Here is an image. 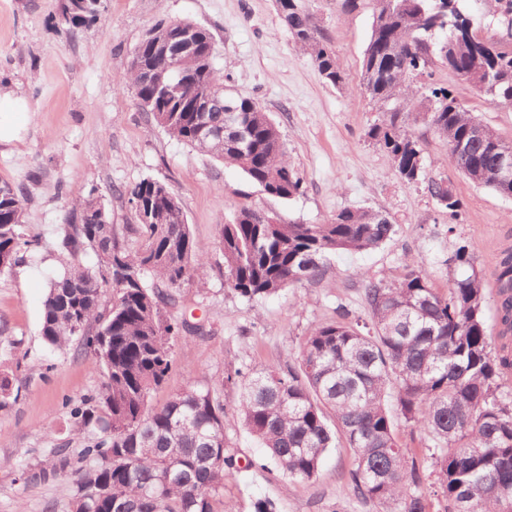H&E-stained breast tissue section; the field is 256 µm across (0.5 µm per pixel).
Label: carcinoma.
<instances>
[{
    "instance_id": "obj_1",
    "label": "carcinoma",
    "mask_w": 512,
    "mask_h": 512,
    "mask_svg": "<svg viewBox=\"0 0 512 512\" xmlns=\"http://www.w3.org/2000/svg\"><path fill=\"white\" fill-rule=\"evenodd\" d=\"M294 2L295 44L333 86L343 71L327 36L310 21L306 0ZM460 0H372L373 23L363 53L359 90L382 114L368 136L384 149L401 178L422 172L421 147L410 130L422 120L451 146L481 124L451 91L421 78L439 62L500 105L512 106V0H491L509 38L477 37ZM81 6L92 22V0H67L65 14ZM133 59L159 74L166 64L142 39ZM182 92L196 96L225 88L214 57L185 65ZM136 99L155 96L141 70L130 65ZM249 126L246 142L203 138L189 113L171 105L161 128L183 144L240 169L266 195L289 200L302 179L288 161L286 140L253 97L235 94ZM512 143L489 127L471 145L463 174L506 195L491 178L497 147ZM171 188L144 178L126 189L129 202L153 199L155 222L136 218L125 233L112 224L100 198L75 200L56 229L62 270L43 301L40 334L51 349H73L92 359L101 376L98 390L70 408L72 435L83 439L80 466L65 444L48 460L25 466L28 481L66 480L72 493L63 512H224L226 471L239 463L238 449L224 432V386L240 383L237 410L251 435L267 448L290 480L316 477L325 452L342 440L353 449V491L366 501L393 504L394 512H432L421 490L433 479L436 496L452 512H512V247L492 258L495 290L484 288L483 270L467 244L456 246L445 265L468 272L436 288L413 261L389 281H367L368 319L331 321L303 340L297 364H268L246 376L218 374L155 403L181 333L202 327L175 320L168 289L202 281L209 252L181 223L180 202L159 196ZM24 210L12 183L0 181V251L10 274L39 245L29 225L10 220ZM395 225L380 211L343 210L323 224H286L269 211L241 207L219 225L224 287L253 301L315 280L337 252L384 246ZM496 306L499 329L487 331L483 308ZM423 431L432 442L424 475L415 450L398 436L399 422Z\"/></svg>"
}]
</instances>
